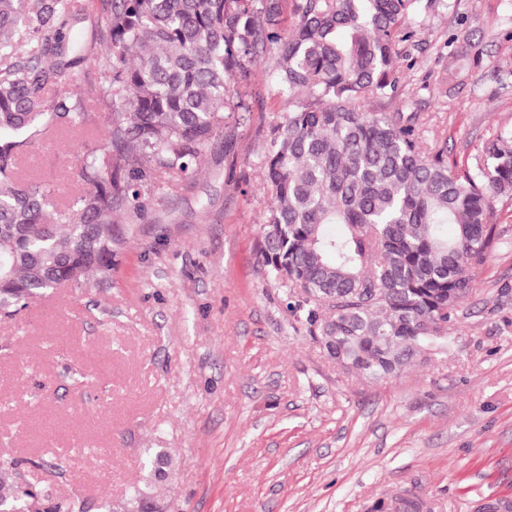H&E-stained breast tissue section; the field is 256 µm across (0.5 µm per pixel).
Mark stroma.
I'll list each match as a JSON object with an SVG mask.
<instances>
[{
  "label": "stroma",
  "mask_w": 512,
  "mask_h": 512,
  "mask_svg": "<svg viewBox=\"0 0 512 512\" xmlns=\"http://www.w3.org/2000/svg\"><path fill=\"white\" fill-rule=\"evenodd\" d=\"M394 98L423 140L476 169L512 134V0H432ZM465 52L478 60L465 68ZM275 47L232 82L238 108L196 178L156 182L119 216L112 275L50 290L0 319V461L53 499L104 512L151 481L156 512H482L512 500V201L501 243L448 334V352L394 380L345 371L287 309L257 246L272 199L265 147L285 105ZM35 143L22 175L82 194L85 142ZM164 452L149 479L147 449Z\"/></svg>",
  "instance_id": "35a3bbf8"
}]
</instances>
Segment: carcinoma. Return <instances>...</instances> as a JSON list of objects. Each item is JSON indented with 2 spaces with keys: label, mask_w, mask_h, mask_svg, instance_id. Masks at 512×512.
<instances>
[{
  "label": "carcinoma",
  "mask_w": 512,
  "mask_h": 512,
  "mask_svg": "<svg viewBox=\"0 0 512 512\" xmlns=\"http://www.w3.org/2000/svg\"><path fill=\"white\" fill-rule=\"evenodd\" d=\"M101 51L70 38L78 0H0V317L44 291L112 275L117 212H138L154 180L200 170L224 129L229 85L278 45L273 85L286 112L265 153L272 205L259 248L269 274L300 291L288 304L343 368L399 377L448 350L455 320L500 234L497 198L512 193V137L486 144L475 171L422 147L418 113L369 112L390 98L417 34L421 0H103ZM99 76L88 98L121 101L76 177L88 191L62 208L54 189L17 170L50 128H85L73 61ZM341 224L332 234L328 226ZM454 225L448 235V225ZM0 463V512H83L45 505Z\"/></svg>",
  "instance_id": "cac0c4a2"
}]
</instances>
